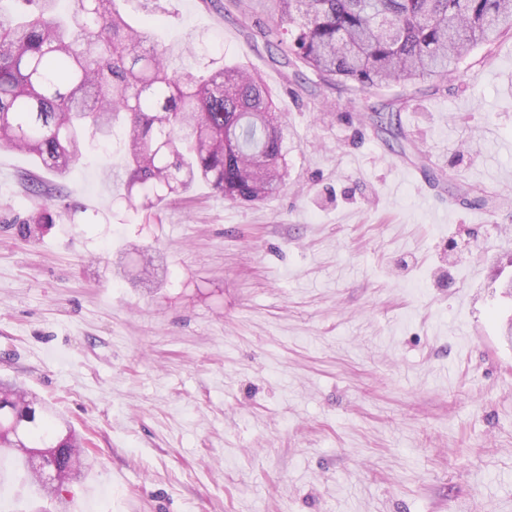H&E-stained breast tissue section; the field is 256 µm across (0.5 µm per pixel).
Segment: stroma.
<instances>
[{"instance_id":"35a3bbf8","label":"stroma","mask_w":512,"mask_h":512,"mask_svg":"<svg viewBox=\"0 0 512 512\" xmlns=\"http://www.w3.org/2000/svg\"><path fill=\"white\" fill-rule=\"evenodd\" d=\"M159 2L154 43L262 77L288 177L137 211L103 177L121 133L62 179L0 147V379L91 439L74 512H512V35L456 77L319 90L253 36L269 0ZM367 99L404 102L412 155ZM421 160L485 206L418 183ZM147 255L152 281L124 276ZM368 110L374 114L377 126H379L382 131L388 133L391 137V139H388L391 150L397 155L405 156V151L401 143L402 127L398 114H394L393 111L387 112L386 106L384 105L381 107L371 105L368 107Z\"/></svg>"}]
</instances>
